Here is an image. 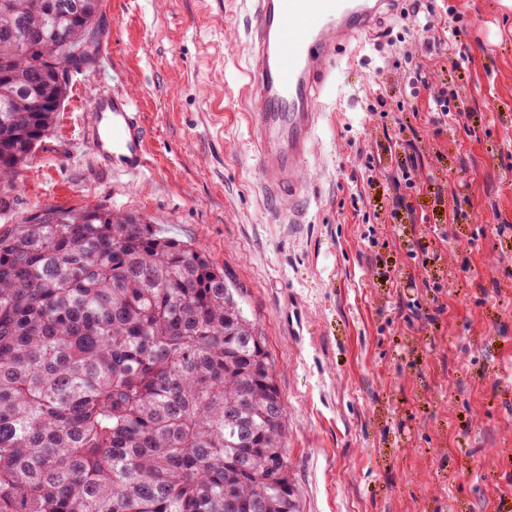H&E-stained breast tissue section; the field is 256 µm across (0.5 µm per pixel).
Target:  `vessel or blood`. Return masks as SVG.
<instances>
[{"mask_svg": "<svg viewBox=\"0 0 512 512\" xmlns=\"http://www.w3.org/2000/svg\"><path fill=\"white\" fill-rule=\"evenodd\" d=\"M399 0H250V139L269 195L299 185L321 114L317 101L342 47L379 34ZM87 135L98 165L137 174L149 164L147 130L121 92L95 97Z\"/></svg>", "mask_w": 512, "mask_h": 512, "instance_id": "vessel-or-blood-1", "label": "vessel or blood"}]
</instances>
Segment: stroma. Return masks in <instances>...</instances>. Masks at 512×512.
Here are the masks:
<instances>
[{
  "instance_id": "1",
  "label": "stroma",
  "mask_w": 512,
  "mask_h": 512,
  "mask_svg": "<svg viewBox=\"0 0 512 512\" xmlns=\"http://www.w3.org/2000/svg\"><path fill=\"white\" fill-rule=\"evenodd\" d=\"M247 17L244 0H102L98 59L0 197V235L99 207L203 248L265 337L297 512H512V9L402 0L340 54L304 181L276 198L242 110ZM412 61L471 113L413 122L434 175L424 224L392 210ZM114 90L148 129L140 174L100 169L85 143L90 102ZM379 93L385 111H369ZM290 209L299 223L276 219Z\"/></svg>"
}]
</instances>
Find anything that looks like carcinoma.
<instances>
[{
    "mask_svg": "<svg viewBox=\"0 0 512 512\" xmlns=\"http://www.w3.org/2000/svg\"><path fill=\"white\" fill-rule=\"evenodd\" d=\"M100 0H0V187ZM204 252L109 209L0 236V512H296L264 339Z\"/></svg>",
    "mask_w": 512,
    "mask_h": 512,
    "instance_id": "carcinoma-1",
    "label": "carcinoma"
}]
</instances>
